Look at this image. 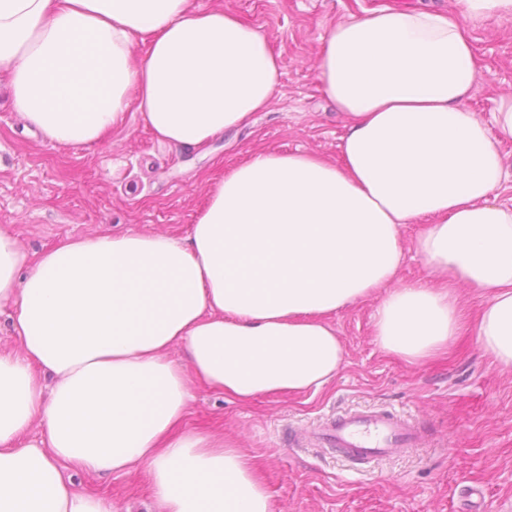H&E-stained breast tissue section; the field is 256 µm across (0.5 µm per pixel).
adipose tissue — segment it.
<instances>
[{
  "label": "adipose tissue",
  "instance_id": "adipose-tissue-1",
  "mask_svg": "<svg viewBox=\"0 0 512 512\" xmlns=\"http://www.w3.org/2000/svg\"><path fill=\"white\" fill-rule=\"evenodd\" d=\"M459 4L332 24L316 65L346 119L339 159L254 152L187 235L74 237L31 265L0 228L18 343L0 349V512H112L74 477L132 471L159 512H275L253 459L189 426L190 384L243 403L319 390L344 359L327 315L371 297L377 346L418 363L464 327L456 282L486 292L478 343L512 367V95L491 128L469 105L489 74L470 25L512 0ZM0 75L45 143L100 142L133 106L192 152L264 111L280 69L254 25L191 0H0ZM406 224L441 284L399 282Z\"/></svg>",
  "mask_w": 512,
  "mask_h": 512
}]
</instances>
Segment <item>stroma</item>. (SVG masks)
Segmentation results:
<instances>
[{"label": "stroma", "mask_w": 512, "mask_h": 512, "mask_svg": "<svg viewBox=\"0 0 512 512\" xmlns=\"http://www.w3.org/2000/svg\"><path fill=\"white\" fill-rule=\"evenodd\" d=\"M376 0H193L238 14L270 39L281 77L267 110L188 154L160 143L136 109L120 130L80 148L42 143L24 128L0 76V227L15 235L28 263L75 236L129 229L186 235L209 187L257 150L305 151L338 160L344 117L323 95L316 54L328 27ZM489 76L470 102L492 123L500 96L512 95V18L472 23ZM423 227L402 229L403 281L434 282L416 250ZM373 300L329 318L344 345L335 379L318 392L230 401L191 386L190 426L231 439L258 464L276 512H463L478 487L479 512H512V368L478 344L474 326L422 364L379 349ZM387 409L419 427L424 443L404 456L362 465L321 449L314 435L334 414ZM77 485L112 500V512H150L146 478L80 474Z\"/></svg>", "instance_id": "1"}]
</instances>
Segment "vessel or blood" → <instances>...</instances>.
<instances>
[{"instance_id":"b4317fda","label":"vessel or blood","mask_w":512,"mask_h":512,"mask_svg":"<svg viewBox=\"0 0 512 512\" xmlns=\"http://www.w3.org/2000/svg\"><path fill=\"white\" fill-rule=\"evenodd\" d=\"M317 439L320 445L362 463L401 456L422 443L419 428L409 419L376 410L332 416Z\"/></svg>"}]
</instances>
